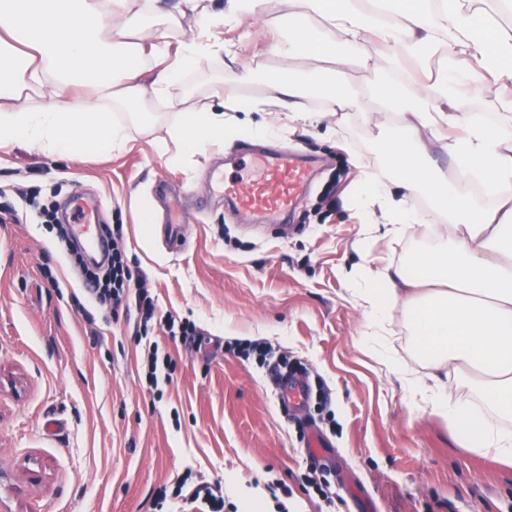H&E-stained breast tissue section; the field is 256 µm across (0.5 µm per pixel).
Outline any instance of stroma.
<instances>
[{
	"instance_id": "obj_1",
	"label": "stroma",
	"mask_w": 512,
	"mask_h": 512,
	"mask_svg": "<svg viewBox=\"0 0 512 512\" xmlns=\"http://www.w3.org/2000/svg\"><path fill=\"white\" fill-rule=\"evenodd\" d=\"M146 16L171 48L196 31L188 0H156ZM230 55L187 69L164 101L147 100L161 124L218 99L260 98L266 78L240 79L255 53L268 70L267 33L215 26ZM367 69L339 88L359 111L345 113L337 136L295 129L287 113L252 114L267 133L236 132L225 112L224 139L195 152L160 149L157 136L123 120L125 140L109 153L61 158L25 144L0 148V499L12 512H150L160 487L221 483L224 512L261 497L263 512H512V467L461 448L446 421L411 413L412 393L361 342L352 267L409 264L425 238L416 225L391 240L361 223L359 171L381 167L380 141L405 129L401 117L368 121ZM264 148L316 161L312 184L290 222L229 209L209 172L249 179L250 151ZM84 205L122 227L128 262L157 299L152 335L174 362L172 381L150 390L135 312L87 302L81 277L54 230L27 206ZM152 223H140L142 212ZM179 225L188 245H168ZM52 265L59 280L41 277ZM195 323V340L168 336L162 318ZM407 371L430 369L413 349L402 309L379 331ZM261 339L287 357L310 389L294 407L265 368L228 344ZM325 446L314 454L311 436ZM330 485L334 504L316 490Z\"/></svg>"
}]
</instances>
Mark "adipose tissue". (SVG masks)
<instances>
[{
    "label": "adipose tissue",
    "instance_id": "obj_1",
    "mask_svg": "<svg viewBox=\"0 0 512 512\" xmlns=\"http://www.w3.org/2000/svg\"><path fill=\"white\" fill-rule=\"evenodd\" d=\"M199 26L220 21L234 27L258 19L275 30L271 49L281 66L260 99L217 103L203 112H182L166 137L183 151L224 136V112L246 114L275 107L291 122L329 124L355 109L352 98L326 85L321 108H313L305 59L333 64L344 75L353 57L340 46L371 45L374 74L370 92L377 117L398 113L409 129L431 128L454 169L439 180L427 150L411 136L380 142L383 172H363L357 195L363 220L379 216L386 236L401 237L429 215L413 199L426 194L443 215L429 230L430 246L410 267H358L365 281L356 304L367 329L381 327L402 306L414 347L431 369L429 378L398 370L401 383L421 394L427 409L447 421L455 440L505 464L512 463V434L500 427L512 417V142L478 112H463L458 95L480 82L500 110L512 112V33L499 31L492 15L512 17V0H288L287 34L278 18L262 12L261 0H227L213 18L206 0H192ZM321 18L326 33L312 25ZM111 28V39L100 36ZM221 42L195 36L180 44L177 61L167 64L169 45L141 23L132 0H0V146L24 142L58 157L87 149L112 151L123 130L114 109L152 125L146 98L163 99L186 68L219 56ZM442 66L425 86L415 73L432 57ZM164 67L151 83L142 76L151 60ZM491 192L477 200L473 181ZM487 408L448 395L462 368Z\"/></svg>",
    "mask_w": 512,
    "mask_h": 512
}]
</instances>
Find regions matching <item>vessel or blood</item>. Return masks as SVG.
<instances>
[{
	"mask_svg": "<svg viewBox=\"0 0 512 512\" xmlns=\"http://www.w3.org/2000/svg\"><path fill=\"white\" fill-rule=\"evenodd\" d=\"M312 176L310 165L278 153L254 154V172L244 182L223 185L227 201L262 215L287 216L300 202Z\"/></svg>",
	"mask_w": 512,
	"mask_h": 512,
	"instance_id": "1",
	"label": "vessel or blood"
}]
</instances>
